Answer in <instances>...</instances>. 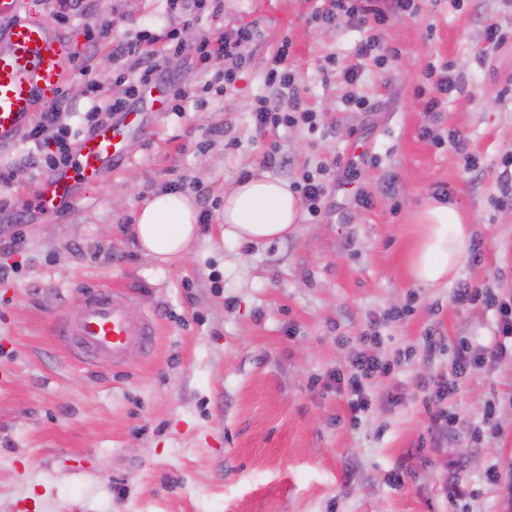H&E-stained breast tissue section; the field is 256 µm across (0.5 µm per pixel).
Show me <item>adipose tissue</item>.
Here are the masks:
<instances>
[{"label": "adipose tissue", "mask_w": 512, "mask_h": 512, "mask_svg": "<svg viewBox=\"0 0 512 512\" xmlns=\"http://www.w3.org/2000/svg\"><path fill=\"white\" fill-rule=\"evenodd\" d=\"M299 196L286 182L254 173L224 194L221 219L228 242L260 244L280 240L296 229ZM419 242L410 257L414 279L425 286L447 280L459 266L469 232L452 205L429 200L417 212ZM141 251L161 264L180 261L198 231L195 204L176 191L146 200L133 227Z\"/></svg>", "instance_id": "obj_1"}]
</instances>
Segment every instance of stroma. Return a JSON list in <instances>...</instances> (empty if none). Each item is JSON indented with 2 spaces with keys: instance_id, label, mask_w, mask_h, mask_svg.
Returning a JSON list of instances; mask_svg holds the SVG:
<instances>
[{
  "instance_id": "35a3bbf8",
  "label": "stroma",
  "mask_w": 512,
  "mask_h": 512,
  "mask_svg": "<svg viewBox=\"0 0 512 512\" xmlns=\"http://www.w3.org/2000/svg\"><path fill=\"white\" fill-rule=\"evenodd\" d=\"M32 13L70 40L66 85L71 128H87L92 88L124 97L138 71L112 60L113 42L140 31L162 33L170 0H73L57 19L55 0H29ZM319 0H224L180 26L184 50L167 76L211 83L204 101L179 112L141 104L140 133L127 157L94 185L74 187L69 211L33 206L0 213V512H497L499 491L487 467L512 465V360L460 379L446 402L460 439L419 448L431 435L425 397L447 375L457 337L492 345L494 310L459 305L462 281L512 292V204L500 205L512 175V6L504 0H425L415 13L392 15L378 31L396 55L385 67L360 61V34L348 19H316ZM251 24L233 85L219 67L202 70V36ZM506 40L491 45L488 25ZM108 28L109 38L92 34ZM288 48L305 108L319 128L259 133L252 119L266 95L264 73ZM335 57L337 74L322 68ZM453 62L459 90L440 111L415 96L428 64ZM360 66L349 87L341 69ZM125 81H117V73ZM353 94L372 109L357 112ZM467 137L465 150L448 134ZM365 143L352 177L331 172L353 141ZM278 142L284 164L264 168ZM25 136L0 146L13 166L6 197L35 196L44 171L29 162ZM328 167L327 213L301 214L298 229L266 244L224 241V194L245 174L267 170L288 184ZM176 187L210 210V223L176 265L158 268L132 234L140 204ZM472 234L457 272L426 288L409 271L416 211L438 190ZM19 247H11L14 235ZM104 284L127 291L154 319L151 355L130 348L123 366L83 364L53 333L61 315L76 316L79 290ZM392 309L406 316L388 324ZM442 342L424 347L426 330ZM377 332L375 354L410 356L394 373L368 383L372 406L350 423L345 393L329 376L348 371L362 334ZM496 405L497 438L472 442L486 402ZM479 490L468 503L442 493L449 463ZM403 485H395L396 474Z\"/></svg>"
}]
</instances>
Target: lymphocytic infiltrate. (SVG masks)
I'll use <instances>...</instances> for the list:
<instances>
[{
  "mask_svg": "<svg viewBox=\"0 0 512 512\" xmlns=\"http://www.w3.org/2000/svg\"><path fill=\"white\" fill-rule=\"evenodd\" d=\"M326 5L318 10V19L325 23H335L338 17L344 16L354 22L363 32V37L357 45V54L362 59L371 61L377 67H384L389 61V53L383 52L376 36L372 31L383 25L391 15L417 10L416 0H325ZM254 39L250 27L243 26L217 37H204L197 53L201 64L214 62L224 63V82L232 84L235 79L234 62L240 56V50ZM182 44L177 29H170L164 38L147 33L137 34L135 39L119 44L115 53L118 56L135 58L140 68L138 85L129 86L126 97L112 98L104 94L93 97L87 111L90 119H97L99 114L109 116L126 112L138 102L141 85L155 81L166 56L178 54ZM288 57L287 49H280L274 65L264 76V83L269 88V95L259 97L252 110V118L257 130L288 129L298 124H305L308 131L318 128L316 115L304 109L299 88L294 74L285 67ZM452 64L428 65L424 81L415 91L417 97L424 101V109L428 112L437 111L443 98L455 90L456 81L452 76ZM75 98L67 94H59L39 121L28 130V137L38 150L35 158L37 165L53 172L67 167L72 160L76 132L61 126L62 113L72 111ZM458 304H473L476 302L495 309L498 315L492 346L474 343L462 339L458 343L453 365L456 372L474 374L481 371L487 363L512 358V295H499L483 288H474L469 284H460L453 296ZM354 371L350 376H336L337 384L345 385L348 391V408L352 416L366 413L371 400L364 388V382L378 374H389L395 363L367 352L355 354Z\"/></svg>",
  "mask_w": 512,
  "mask_h": 512,
  "instance_id": "f902f5d3",
  "label": "lymphocytic infiltrate"
}]
</instances>
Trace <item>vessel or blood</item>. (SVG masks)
I'll return each instance as SVG.
<instances>
[{"label": "vessel or blood", "mask_w": 512, "mask_h": 512, "mask_svg": "<svg viewBox=\"0 0 512 512\" xmlns=\"http://www.w3.org/2000/svg\"><path fill=\"white\" fill-rule=\"evenodd\" d=\"M71 59L69 38L32 14L27 0H0V145L15 141L36 105L64 88ZM138 128L136 113L129 112L122 122L80 138L71 164L45 178L31 202L52 210L70 206L75 182H100ZM31 202L21 198L17 206ZM56 333L83 363L107 358L117 365L131 347L151 353L157 328L122 291L102 286L82 296L79 317L59 321Z\"/></svg>", "instance_id": "1"}]
</instances>
